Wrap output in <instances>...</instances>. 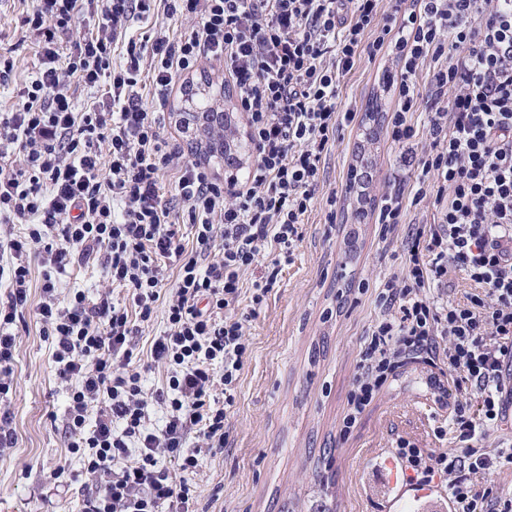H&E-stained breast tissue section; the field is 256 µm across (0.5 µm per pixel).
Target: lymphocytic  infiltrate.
Here are the masks:
<instances>
[{
    "label": "lymphocytic infiltrate",
    "instance_id": "1",
    "mask_svg": "<svg viewBox=\"0 0 512 512\" xmlns=\"http://www.w3.org/2000/svg\"><path fill=\"white\" fill-rule=\"evenodd\" d=\"M158 9L195 25L177 36H128L130 21ZM82 17L88 29L78 36ZM23 24L38 64L0 113V251L10 256L0 266V397L13 384L15 326L37 262V314L69 390L67 447L91 482L80 512H189L187 475L203 449L224 445L248 351L237 310L245 299L261 305L278 278L271 271L248 285L243 276L263 256L292 255L336 129L355 117L337 109L340 79L361 57L388 53L400 69L389 77L395 103L384 120L401 154L379 235L402 233L407 259L374 287L377 315L340 433L406 363L448 371L454 449L428 453L401 438L392 454L412 488L443 490L454 512H512V493L486 483L512 471V453L481 446L512 415V0H36ZM120 44L126 64L117 68ZM208 61L223 63L248 127L254 161L242 184L220 181L160 134L177 81ZM75 84L89 96L84 106ZM423 97L436 109L421 130L413 114ZM422 132L431 150L421 156ZM413 180L409 200L430 201L434 223L404 222ZM92 262L108 290L60 302L58 274ZM453 272L467 286L460 300L449 296ZM115 288L128 290L130 305L114 303ZM159 308L166 328L150 357L170 372L158 395L165 424L152 430L130 339ZM165 456L178 459L183 479L160 466Z\"/></svg>",
    "mask_w": 512,
    "mask_h": 512
}]
</instances>
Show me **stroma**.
Segmentation results:
<instances>
[{
    "mask_svg": "<svg viewBox=\"0 0 512 512\" xmlns=\"http://www.w3.org/2000/svg\"><path fill=\"white\" fill-rule=\"evenodd\" d=\"M31 7V0H0V46L15 62L8 84L0 86V111L12 109L37 63L21 24ZM393 65L390 57H364L340 79L338 108L356 117L337 130L302 239L245 324L249 350L227 414L226 443L202 452L188 476L196 490L192 512H364L365 502L382 496L364 482L375 451L389 449L399 436L428 452L449 447L435 434L445 411L421 363L405 366L349 436L339 435L357 354L376 315L358 288L406 260L400 240L383 241L376 222L400 151L382 124L365 128L378 77ZM378 101L384 109L392 105L388 98ZM364 159L375 178L360 199L346 185ZM41 283V268H33L17 329L14 385L5 400L16 445L0 453V512H79L85 492L82 461L67 449L68 391L56 378L52 345L36 315Z\"/></svg>",
    "mask_w": 512,
    "mask_h": 512,
    "instance_id": "obj_1",
    "label": "stroma"
}]
</instances>
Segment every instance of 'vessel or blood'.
Returning <instances> with one entry per match:
<instances>
[{
	"instance_id": "b4317fda",
	"label": "vessel or blood",
	"mask_w": 512,
	"mask_h": 512,
	"mask_svg": "<svg viewBox=\"0 0 512 512\" xmlns=\"http://www.w3.org/2000/svg\"><path fill=\"white\" fill-rule=\"evenodd\" d=\"M367 476L384 488L392 499L394 512H452L451 504L439 502L431 490H415L405 485L397 461L389 455L374 457Z\"/></svg>"
}]
</instances>
